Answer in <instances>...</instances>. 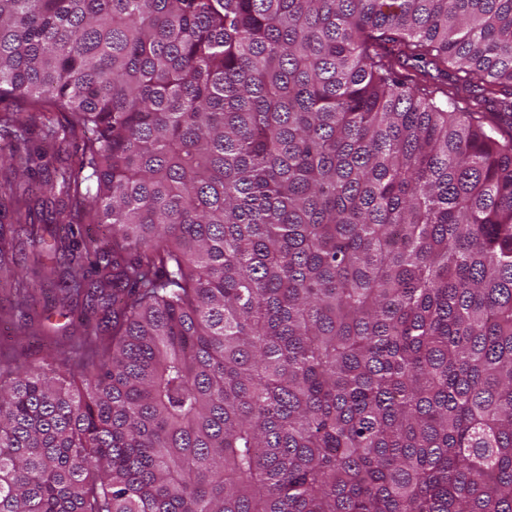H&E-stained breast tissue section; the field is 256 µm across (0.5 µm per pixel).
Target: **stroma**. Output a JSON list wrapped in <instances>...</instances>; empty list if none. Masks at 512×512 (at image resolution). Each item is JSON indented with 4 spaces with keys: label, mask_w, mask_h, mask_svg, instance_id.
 Masks as SVG:
<instances>
[{
    "label": "stroma",
    "mask_w": 512,
    "mask_h": 512,
    "mask_svg": "<svg viewBox=\"0 0 512 512\" xmlns=\"http://www.w3.org/2000/svg\"><path fill=\"white\" fill-rule=\"evenodd\" d=\"M65 209L76 235L109 236L110 230L102 224L88 223L81 210L74 206H60L53 198L33 197L31 221L46 226L54 233L62 232L56 224L57 209ZM48 260L55 266L66 265L68 259L61 254L46 255L44 250L27 239H19L13 250L11 271L28 284L26 311H18L19 296L15 288L0 286V369L10 372L17 367L36 368L50 363L60 349L75 345L77 334L84 326L97 329L100 336H108L109 314L100 303L85 300L66 305L57 280L35 279L31 268L35 261Z\"/></svg>",
    "instance_id": "35a3bbf8"
}]
</instances>
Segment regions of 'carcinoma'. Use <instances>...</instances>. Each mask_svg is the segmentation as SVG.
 <instances>
[{
    "mask_svg": "<svg viewBox=\"0 0 512 512\" xmlns=\"http://www.w3.org/2000/svg\"><path fill=\"white\" fill-rule=\"evenodd\" d=\"M16 99L112 339L0 370V512H512V0H0ZM65 211L68 215L67 219L70 221L69 224L73 225L78 240H80V235L82 238L86 236L102 238L110 235V230L105 224H89L82 211L75 208L74 205L72 206L71 203L66 205Z\"/></svg>",
    "mask_w": 512,
    "mask_h": 512,
    "instance_id": "1",
    "label": "carcinoma"
}]
</instances>
